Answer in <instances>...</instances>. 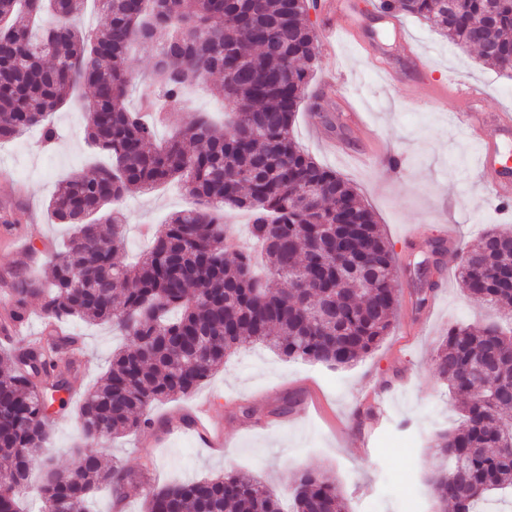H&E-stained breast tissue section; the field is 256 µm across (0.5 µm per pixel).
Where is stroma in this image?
<instances>
[{"label":"stroma","mask_w":512,"mask_h":512,"mask_svg":"<svg viewBox=\"0 0 512 512\" xmlns=\"http://www.w3.org/2000/svg\"><path fill=\"white\" fill-rule=\"evenodd\" d=\"M351 17L356 40L337 39L336 69L318 61L293 126L295 141L320 164L350 180L374 210L391 244L399 270L396 322L372 352L352 366L331 370L303 360H286L258 345L239 349L222 369L193 393L155 405L161 424L99 446L104 462L117 461L161 487L238 472L263 480L291 505L296 469H311L339 485L350 512H435L427 482L431 437L454 427L459 408L446 384L434 375L432 356L450 325L500 318L465 293L457 280L461 253L476 244L490 224L510 230L512 215L479 179L476 140L456 129L455 113L469 109L512 113V76L483 64L476 52L448 42L430 23L409 16L377 17L375 0H339ZM447 87L432 98L431 85ZM331 93H323L324 85ZM479 100H471L469 88ZM364 112L376 143L343 119L347 106ZM86 94L69 97L50 116L59 137L43 145L40 132L0 145V300L11 303L16 273L39 274L45 252L61 244L69 226L55 223L48 203L58 183L93 165L105 154L84 138ZM224 119L214 82L188 87L168 107L157 128L165 138L190 113ZM398 157V166L385 164ZM189 204L176 184L127 196L121 207L129 233L120 259L145 248L152 230ZM430 239L446 252L437 286L424 308H416V248ZM80 337L76 365L63 409L48 429L47 446L58 466L70 465L80 433L79 399L107 369L122 345L106 324L71 321ZM381 395L384 410L371 399ZM213 397L215 428L224 447H202L191 435L169 433L170 419L188 415L197 400ZM252 416H244L243 408Z\"/></svg>","instance_id":"obj_1"}]
</instances>
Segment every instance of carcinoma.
<instances>
[{
    "label": "carcinoma",
    "instance_id": "cac0c4a2",
    "mask_svg": "<svg viewBox=\"0 0 512 512\" xmlns=\"http://www.w3.org/2000/svg\"><path fill=\"white\" fill-rule=\"evenodd\" d=\"M103 28L71 18L84 0H0V144L42 129L78 89H91L85 138L110 163L61 182L48 207L71 233L39 276L15 279L0 330L27 317L37 299L41 337L0 354V496L19 512L16 492L35 468L45 512H86L102 486L138 491L142 476L94 451L152 425L151 409L192 393L235 350L262 344L287 360L338 369L375 349L394 326L392 246L350 182L315 161L292 129L314 73L318 45L309 20L317 0H96ZM387 16L431 22L457 47L512 69V0H377ZM138 41L155 50L153 88L127 105ZM216 76L233 106L224 125L193 113L164 145L155 143L156 101ZM194 201L154 232L135 264L118 261L126 222L114 205L168 181ZM319 193L310 199L306 189ZM251 214L265 250L224 248V209ZM470 296L512 313V232L485 231L458 269ZM108 323L128 338L84 396L77 468L45 454L56 394L70 390L65 319ZM491 356L486 379L470 375ZM438 378L461 403V421L430 441L437 466L429 485L438 512H474L495 490L512 489V330L496 324L448 327L433 358ZM294 512H348L335 483L294 474ZM145 512H283L262 481L225 474L144 491Z\"/></svg>",
    "mask_w": 512,
    "mask_h": 512
}]
</instances>
